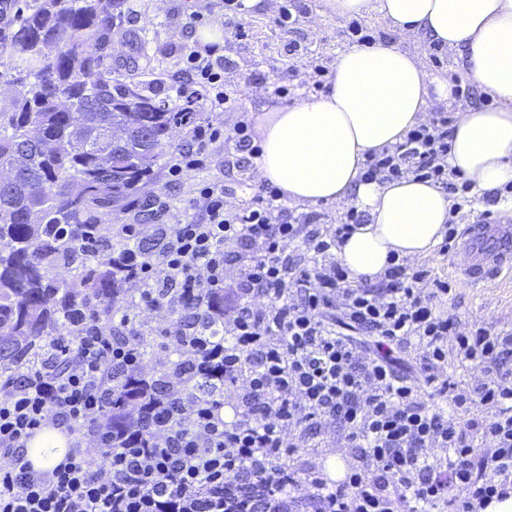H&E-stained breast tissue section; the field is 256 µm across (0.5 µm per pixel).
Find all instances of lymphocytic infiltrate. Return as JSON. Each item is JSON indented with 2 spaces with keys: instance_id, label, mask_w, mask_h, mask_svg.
Instances as JSON below:
<instances>
[{
  "instance_id": "obj_1",
  "label": "lymphocytic infiltrate",
  "mask_w": 512,
  "mask_h": 512,
  "mask_svg": "<svg viewBox=\"0 0 512 512\" xmlns=\"http://www.w3.org/2000/svg\"><path fill=\"white\" fill-rule=\"evenodd\" d=\"M222 14L231 40L248 37L243 0H191L187 27ZM181 67L157 89L195 94L231 127H190L173 178L205 166L209 145L258 158L253 126L230 87L218 45L178 47ZM448 115L435 113L404 141L370 154L368 181L408 176L464 199L448 168ZM183 221L166 201L133 200L150 225L126 224L112 254L140 288L114 309L117 327L89 312L69 320L40 372L0 375V512H484L512 495V332L449 314L447 280L394 262L376 283L353 281L336 248L368 216L349 206L294 215L275 187L245 197L199 184ZM223 293V311L210 297ZM184 310L163 328L192 393L163 385L129 405L117 434L102 429L108 383L145 378L146 313ZM367 336L358 349L352 333ZM411 357L412 370L397 364ZM478 367L474 386L448 375L449 357ZM71 446L48 470L25 457L43 428ZM341 439L355 462L341 480L320 444Z\"/></svg>"
}]
</instances>
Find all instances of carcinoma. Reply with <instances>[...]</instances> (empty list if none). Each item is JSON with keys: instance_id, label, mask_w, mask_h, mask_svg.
I'll use <instances>...</instances> for the list:
<instances>
[{"instance_id": "obj_1", "label": "carcinoma", "mask_w": 512, "mask_h": 512, "mask_svg": "<svg viewBox=\"0 0 512 512\" xmlns=\"http://www.w3.org/2000/svg\"><path fill=\"white\" fill-rule=\"evenodd\" d=\"M125 0H34L0 40V366L23 374L40 364L65 314L87 309L102 322L127 301L131 276L109 254L86 256L61 224H103L154 182L177 128L206 115L188 100L173 108L133 81L112 78V25ZM76 272L82 288L56 270ZM146 387L116 383L105 418L114 430Z\"/></svg>"}]
</instances>
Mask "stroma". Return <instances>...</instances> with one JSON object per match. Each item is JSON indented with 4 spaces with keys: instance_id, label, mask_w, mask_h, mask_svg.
<instances>
[{
    "instance_id": "35a3bbf8",
    "label": "stroma",
    "mask_w": 512,
    "mask_h": 512,
    "mask_svg": "<svg viewBox=\"0 0 512 512\" xmlns=\"http://www.w3.org/2000/svg\"><path fill=\"white\" fill-rule=\"evenodd\" d=\"M279 0H265L263 8L250 9L248 39L233 43L226 55L233 64L226 71L227 83L249 89L243 101L250 116L261 115L273 109L274 104L263 90L257 89L258 79L274 80L286 75L290 61L283 47L288 42L313 44L324 62H333L338 51L351 46L348 21L336 17L325 7L324 0H294L293 14L297 22L293 29L279 28L275 19ZM123 9L130 20L112 35L114 47L124 50L127 43H144L148 59L141 74L142 80H154L176 71L177 58L171 54L172 45L195 43L196 37L182 26L178 15L180 0H126ZM184 131L174 136L175 147L167 151L161 160L157 183L147 186L145 195H165L185 219H195L189 207L195 188L200 180L218 179L225 185H238L243 173L226 165L223 156H215L207 169L189 172L179 181H172L168 168L176 156V146L184 142ZM436 276L447 279L452 292L448 296L447 309L465 322L476 321L488 329L512 331V278L484 286H472L455 277L448 257L431 252L422 259Z\"/></svg>"
}]
</instances>
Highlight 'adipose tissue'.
Instances as JSON below:
<instances>
[{
    "instance_id": "ef3b65f1",
    "label": "adipose tissue",
    "mask_w": 512,
    "mask_h": 512,
    "mask_svg": "<svg viewBox=\"0 0 512 512\" xmlns=\"http://www.w3.org/2000/svg\"><path fill=\"white\" fill-rule=\"evenodd\" d=\"M337 17L375 10L392 26L423 35L456 54L495 107L457 112L448 168L474 192L512 184V0H325ZM420 49L387 41L353 45L332 63L328 91L264 113L257 120L260 155L254 175L288 202L355 204L369 215L336 249L356 279H376L391 257L415 259L441 242L453 201L434 184L407 177L362 180L368 153L404 141L424 122L430 94L452 95L449 81L432 79ZM62 429L45 428L29 443L28 459L49 469L64 456Z\"/></svg>"
}]
</instances>
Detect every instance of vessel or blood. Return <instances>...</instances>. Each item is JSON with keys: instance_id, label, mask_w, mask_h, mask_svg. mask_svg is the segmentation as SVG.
<instances>
[{"instance_id": "b4317fda", "label": "vessel or blood", "mask_w": 512, "mask_h": 512, "mask_svg": "<svg viewBox=\"0 0 512 512\" xmlns=\"http://www.w3.org/2000/svg\"><path fill=\"white\" fill-rule=\"evenodd\" d=\"M451 269L478 285L512 274V219L469 224L459 236Z\"/></svg>"}]
</instances>
